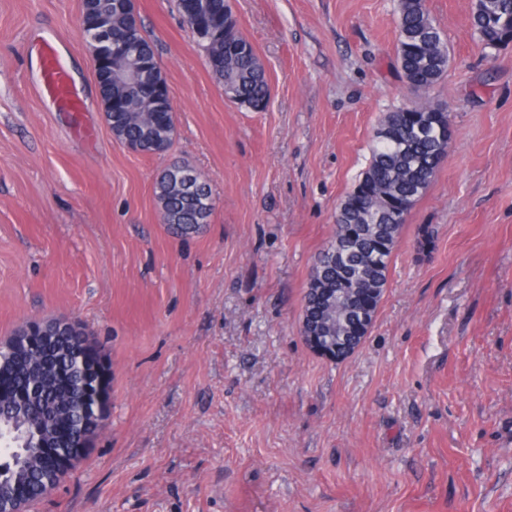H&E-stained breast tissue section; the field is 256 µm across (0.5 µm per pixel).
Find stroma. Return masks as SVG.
<instances>
[{
	"mask_svg": "<svg viewBox=\"0 0 512 512\" xmlns=\"http://www.w3.org/2000/svg\"><path fill=\"white\" fill-rule=\"evenodd\" d=\"M264 111L229 101L176 0H135L174 104L170 152L112 134L82 0H0V339L68 317L110 369L105 427L27 512H512V44L471 0H424L450 52L398 62V0H230ZM47 35L83 98L61 112L23 44ZM444 109L450 151L409 210L372 327L345 360L300 319L384 113ZM207 224H165L170 163ZM432 244L421 248L423 229Z\"/></svg>",
	"mask_w": 512,
	"mask_h": 512,
	"instance_id": "1",
	"label": "stroma"
}]
</instances>
